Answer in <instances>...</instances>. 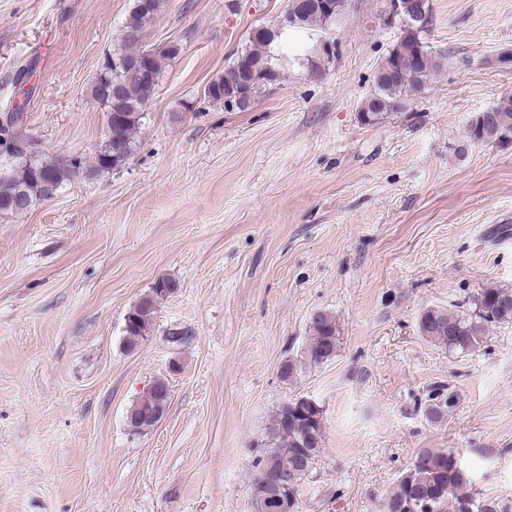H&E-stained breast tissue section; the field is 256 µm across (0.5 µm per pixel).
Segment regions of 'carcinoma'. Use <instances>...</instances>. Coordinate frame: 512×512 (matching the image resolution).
I'll return each mask as SVG.
<instances>
[{"label": "carcinoma", "instance_id": "obj_1", "mask_svg": "<svg viewBox=\"0 0 512 512\" xmlns=\"http://www.w3.org/2000/svg\"><path fill=\"white\" fill-rule=\"evenodd\" d=\"M141 0L132 5L123 24V50L120 57L103 62L91 87L92 97L106 111V127L92 161L82 154L48 155L37 152L26 157L0 153V216L13 215L29 205L55 196L74 178L93 176L122 166L136 147L143 125V105L154 98L167 61L180 53V47L163 49L144 46L147 28L165 7L166 0H150L143 11ZM348 0H288L286 12L293 28L329 27L345 19ZM276 27L265 26L253 32L250 44L238 52L224 68V74L211 82L205 96L214 102L247 109L268 86L280 79V69L271 48L279 42ZM428 28L397 38L375 69L374 90L364 101L360 117L367 125L377 123L392 112L406 107L413 96L426 89L442 70L446 56L426 41ZM35 69H20L18 101L0 118V133L11 132L13 139H27L26 106L32 89L24 88ZM467 138L477 143L512 141V97L501 99L471 119ZM175 284L158 280L127 314L125 336L130 346L143 340L151 326L160 300L171 294ZM512 321V290L483 288L473 297L469 312L429 309L419 321L426 339L450 351L468 352L483 343L490 324ZM339 336L334 318L318 312L311 320V336L304 351V363L321 365L336 356ZM170 399L168 380L157 378L128 410L134 417V432H144L164 415ZM323 411L306 398L284 403L275 412L268 432L269 448L258 456L252 481L254 512H283L282 503L296 502L300 481L311 471L323 447ZM468 478L452 453L419 452L402 475L385 504V512H512V503L497 499L476 500L464 491Z\"/></svg>", "mask_w": 512, "mask_h": 512}]
</instances>
